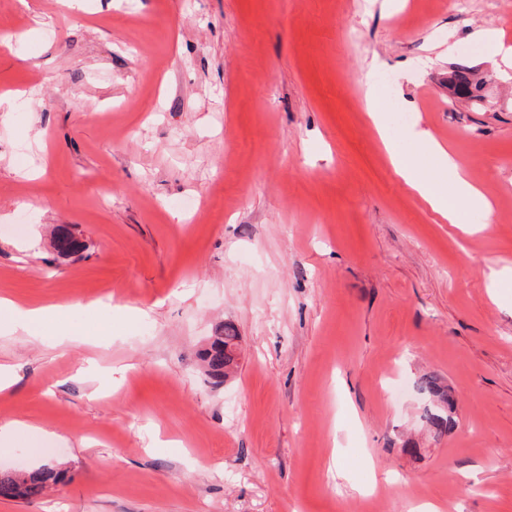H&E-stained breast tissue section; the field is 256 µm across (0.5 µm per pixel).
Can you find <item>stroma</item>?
Instances as JSON below:
<instances>
[{"label": "stroma", "mask_w": 512, "mask_h": 512, "mask_svg": "<svg viewBox=\"0 0 512 512\" xmlns=\"http://www.w3.org/2000/svg\"><path fill=\"white\" fill-rule=\"evenodd\" d=\"M486 29L512 46V0H0V297L71 307L0 324V425H32L0 470L65 471L0 512H512V281L484 274L512 266V66ZM462 62L482 107L448 90ZM369 74L405 148H455L488 230L407 192ZM424 376L458 400L440 437ZM239 336L231 328H224L221 325L214 336H211L207 346L202 350L200 359L203 364L204 372L217 382H224V367H229V372L237 367L236 356L225 352L228 346H233L238 341Z\"/></svg>", "instance_id": "stroma-1"}]
</instances>
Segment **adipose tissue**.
Masks as SVG:
<instances>
[{
  "label": "adipose tissue",
  "instance_id": "ef3b65f1",
  "mask_svg": "<svg viewBox=\"0 0 512 512\" xmlns=\"http://www.w3.org/2000/svg\"><path fill=\"white\" fill-rule=\"evenodd\" d=\"M370 109L383 148L395 174L407 189L443 221L457 224L460 205L466 204L491 213L492 203L482 189L468 177L464 165L456 154L437 140L429 131L414 129L412 137L422 152L413 154L404 150L387 132L381 105L377 98H370ZM428 156L430 168H423L420 158ZM453 179V191L443 188L445 179Z\"/></svg>",
  "mask_w": 512,
  "mask_h": 512
}]
</instances>
